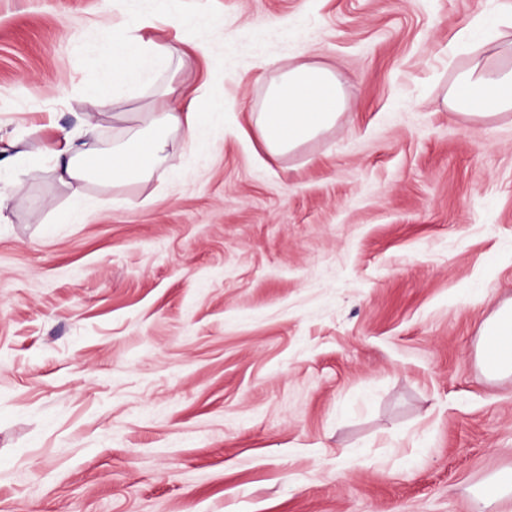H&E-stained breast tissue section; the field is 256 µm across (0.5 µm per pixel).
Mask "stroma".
<instances>
[{
	"mask_svg": "<svg viewBox=\"0 0 512 512\" xmlns=\"http://www.w3.org/2000/svg\"><path fill=\"white\" fill-rule=\"evenodd\" d=\"M150 0H0V151L98 123L96 60ZM148 35L223 97L208 150L88 188L0 172V512H474L512 472V116L448 112L481 0H177ZM209 35L195 50L196 27ZM332 66L349 109L278 156L272 69ZM487 352L491 356H487ZM484 354L486 357L484 358ZM479 359L488 376L512 375V302L500 305L483 323Z\"/></svg>",
	"mask_w": 512,
	"mask_h": 512,
	"instance_id": "stroma-1",
	"label": "stroma"
}]
</instances>
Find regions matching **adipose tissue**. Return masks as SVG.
<instances>
[{
	"mask_svg": "<svg viewBox=\"0 0 512 512\" xmlns=\"http://www.w3.org/2000/svg\"><path fill=\"white\" fill-rule=\"evenodd\" d=\"M152 13H142L137 33L117 30L99 64L106 83L120 86L140 82L153 88V99L137 115L128 137L111 150L95 154L84 131L66 136L63 148L53 151V171L69 190L74 205H82L85 187L95 178L111 176L113 182H144L161 167L171 166L170 136L184 132L199 141L207 113L197 96L160 76L183 65L180 52L161 40L143 39L153 25ZM449 59H463L445 95L451 112L466 119L488 122L512 114V13L496 0H487L473 27L458 31L448 47ZM347 109L342 84L330 67L302 62L273 77L260 111L254 118L264 148L273 155L295 150L335 126ZM479 352L490 377L512 375V302L500 305L482 326Z\"/></svg>",
	"mask_w": 512,
	"mask_h": 512,
	"instance_id": "1",
	"label": "adipose tissue"
}]
</instances>
